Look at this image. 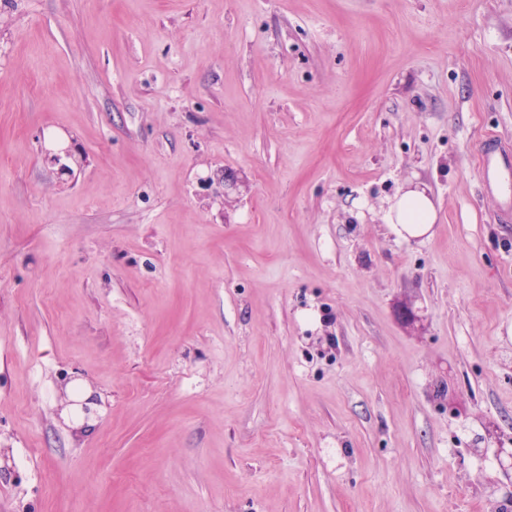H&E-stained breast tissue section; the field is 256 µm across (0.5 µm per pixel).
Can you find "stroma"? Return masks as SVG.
Wrapping results in <instances>:
<instances>
[{
	"mask_svg": "<svg viewBox=\"0 0 512 512\" xmlns=\"http://www.w3.org/2000/svg\"><path fill=\"white\" fill-rule=\"evenodd\" d=\"M490 136L512 0H0V512H512ZM437 212L428 190L414 185L388 201L383 221L398 240L429 238Z\"/></svg>",
	"mask_w": 512,
	"mask_h": 512,
	"instance_id": "1",
	"label": "stroma"
}]
</instances>
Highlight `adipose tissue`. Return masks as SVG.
Listing matches in <instances>:
<instances>
[{
  "label": "adipose tissue",
  "mask_w": 512,
  "mask_h": 512,
  "mask_svg": "<svg viewBox=\"0 0 512 512\" xmlns=\"http://www.w3.org/2000/svg\"><path fill=\"white\" fill-rule=\"evenodd\" d=\"M436 217L428 190L415 185L389 200L383 221L396 239L408 241L431 237Z\"/></svg>",
  "instance_id": "obj_1"
}]
</instances>
